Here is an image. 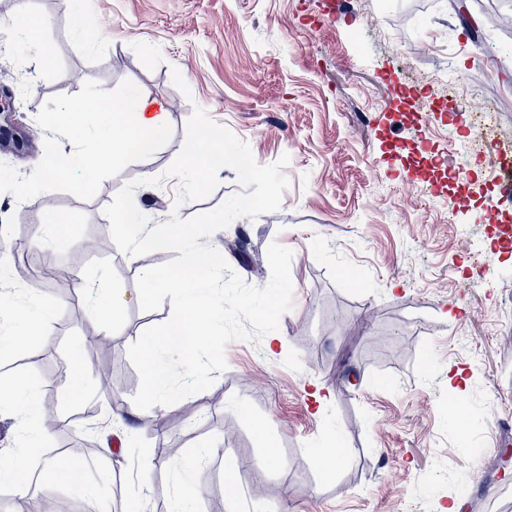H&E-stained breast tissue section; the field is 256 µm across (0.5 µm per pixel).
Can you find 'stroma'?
<instances>
[{
    "mask_svg": "<svg viewBox=\"0 0 512 512\" xmlns=\"http://www.w3.org/2000/svg\"><path fill=\"white\" fill-rule=\"evenodd\" d=\"M507 0H347L335 19L323 0H90L86 44L75 31L80 0H0V89L27 127L59 155H93L100 119L73 134L49 123L67 103L148 91L171 109L155 152L102 167L93 184L77 168L41 180L39 155L0 149V225L60 267L104 289L127 292L115 323L92 317L102 289L44 288L48 320L0 354V378L36 382L42 408L90 415L92 429L43 435L40 445L88 449L80 482L41 475L48 496L106 499L126 512L139 459L156 469L150 512H170L178 490L210 488L197 512H512V474L496 462L497 423L512 421V201L489 182L479 158L451 155L465 140L437 73L467 76L512 136V33L490 30L489 12ZM41 21V50L17 26ZM53 60L40 64V54ZM83 78L72 83L70 74ZM179 70L188 92L172 82ZM248 141L262 165L289 155L291 185L279 210L235 220L211 245L224 253V316L211 323L220 345L202 352L198 373L175 371L166 419L197 408L194 427L157 434L148 412L134 420L128 447L105 450L100 423L138 404L142 348L180 311L177 287L135 300L155 254L128 259L113 239L100 255L80 246L107 225L105 208L129 182L163 175L182 148L194 108ZM422 151L445 169L464 164L468 189L429 183L390 149ZM214 193L176 205L177 179L140 201L152 224L189 218L239 192L224 168ZM55 202L73 221L68 242L48 246L46 229L28 236L38 208ZM112 341L119 380L104 396L95 371L85 398L70 396V361L87 356L88 335ZM278 343L268 344L270 335ZM457 386V414L439 403ZM330 402L318 407L313 391ZM335 441L345 465L320 454ZM204 458H197L198 450ZM276 465L260 468L266 452ZM235 472L227 488L226 472Z\"/></svg>",
    "mask_w": 512,
    "mask_h": 512,
    "instance_id": "1",
    "label": "stroma"
}]
</instances>
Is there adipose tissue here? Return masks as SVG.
<instances>
[{"label": "adipose tissue", "instance_id": "adipose-tissue-1", "mask_svg": "<svg viewBox=\"0 0 512 512\" xmlns=\"http://www.w3.org/2000/svg\"><path fill=\"white\" fill-rule=\"evenodd\" d=\"M90 110L100 113L103 135L99 150L94 157L69 160L70 166L87 171L98 170L105 164L120 167L129 151L141 156L151 155L168 131L167 107L158 104L149 92L143 90L134 97H115L103 105L92 98L70 103L64 110L65 128H79L85 112ZM117 219L124 224L131 240L144 239L155 250H175L183 254L180 268L159 265L144 270L141 274L144 287L136 294L137 300L143 301L151 293L173 283L182 291V313L171 318L142 351L144 400L154 408V420L159 423L164 418L162 410L170 395L172 372L196 369L198 352L217 346L216 336L200 324L198 317L204 314L218 319L224 313V299L214 289L224 256L216 247L204 252L191 248L189 242L193 232L182 224H170L160 234L145 236L143 212L137 197H130ZM34 388L31 378L24 373L0 381V408L17 420L20 435L24 438L35 433V422L39 417Z\"/></svg>", "mask_w": 512, "mask_h": 512}]
</instances>
